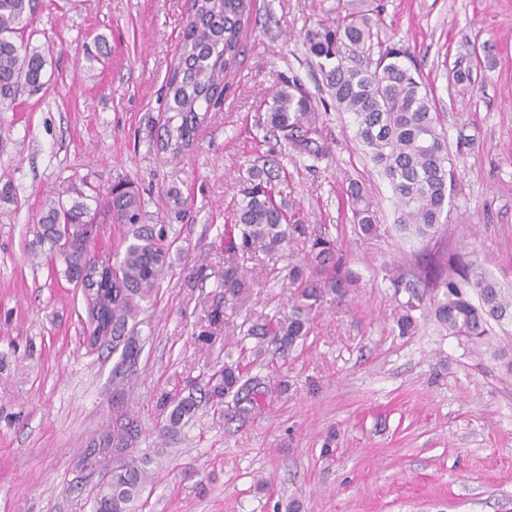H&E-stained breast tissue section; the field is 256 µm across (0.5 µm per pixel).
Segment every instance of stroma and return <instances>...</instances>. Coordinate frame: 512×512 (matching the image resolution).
<instances>
[{"instance_id": "stroma-1", "label": "stroma", "mask_w": 512, "mask_h": 512, "mask_svg": "<svg viewBox=\"0 0 512 512\" xmlns=\"http://www.w3.org/2000/svg\"><path fill=\"white\" fill-rule=\"evenodd\" d=\"M379 35L407 49L435 95L457 162L448 228L436 247L461 253L512 289V0H376ZM337 0H252L244 52L195 148H160L166 70L182 35L184 0H40L34 44L50 47L49 84L0 111V512H90L98 474L81 459L122 412L137 418L151 481L136 512H512V376L484 349L449 335L422 301L417 327L396 326L407 293L384 270L417 272L427 256L401 239L388 182L337 109L302 33L335 17ZM104 64L88 62L95 35ZM475 84L458 91L455 64ZM322 104L313 160L280 142L278 190L306 236L270 264L245 256L247 286L224 293L228 204L269 148L258 127L282 79ZM139 190L146 221L174 246L159 293L143 303L135 364L83 343V301L38 255L31 227L68 179ZM372 198L380 230L352 218L351 185ZM329 233L359 280L324 293L311 329L287 350L267 347L253 372L274 393L263 409L201 404L175 432L158 431L160 402L185 382L254 347L248 328L283 317L288 266Z\"/></svg>"}]
</instances>
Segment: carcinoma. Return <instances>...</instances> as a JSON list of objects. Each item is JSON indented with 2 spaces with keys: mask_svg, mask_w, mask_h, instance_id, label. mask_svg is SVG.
Listing matches in <instances>:
<instances>
[{
  "mask_svg": "<svg viewBox=\"0 0 512 512\" xmlns=\"http://www.w3.org/2000/svg\"><path fill=\"white\" fill-rule=\"evenodd\" d=\"M251 0H192L186 14L176 57L165 83V121L162 150L177 159L197 140L201 111H209L226 88L230 74L243 52V36ZM38 0H0V105L11 104L28 90L36 93L46 85L50 48L32 45L30 29ZM307 55L318 60L337 109L353 116L356 136L373 164L388 180L401 212L399 231L423 248L437 239L446 226L451 204L450 153L431 91L422 87L402 59L404 50L382 46L367 0H346L344 14L319 23L303 33ZM260 126L280 132L293 150L319 160L321 145L319 104L293 82H285L272 94ZM279 164L274 150L253 163L242 178L232 220L224 225V293L235 295L245 287L236 259L240 254L261 253L271 263L284 257L303 224L290 223L283 202L276 199ZM86 179L58 190L44 203L33 227L40 254L56 259L59 225L69 226L70 251L62 260L67 281L78 279L96 250L86 224L93 209L104 206L108 222L125 230L124 250L113 254L104 285L98 289L93 311L100 324L91 328V350L121 351L135 361L140 351L134 325L141 304L157 294L168 275L172 242L165 224H146L145 202L127 181L104 189L92 188ZM354 223L366 234L378 231L377 212L363 189L350 190ZM395 292L406 291L396 325L401 333L415 329L412 311L422 301L420 288H433L432 313L454 336L471 344L492 347L491 322L501 329L512 325V292L484 269L465 262L457 252L425 266L415 280L399 268L386 273ZM295 289L291 312L275 323L256 324L250 336L272 337L282 347L292 346L307 335L309 315L324 290L340 298L348 295L357 279L330 235L315 237L303 266L289 269ZM207 396L222 406L224 398L244 393L249 401L264 398L262 382L244 378L240 365H224L210 375ZM199 402L190 393L175 401L162 432L174 431L184 417L192 416ZM139 435L136 419H116L94 437L85 452L100 479L93 493V512H134V502L144 488L146 470L134 456Z\"/></svg>",
  "mask_w": 512,
  "mask_h": 512,
  "instance_id": "cac0c4a2",
  "label": "carcinoma"
}]
</instances>
